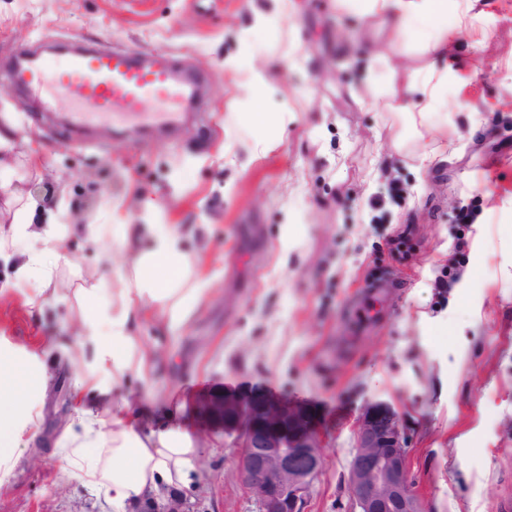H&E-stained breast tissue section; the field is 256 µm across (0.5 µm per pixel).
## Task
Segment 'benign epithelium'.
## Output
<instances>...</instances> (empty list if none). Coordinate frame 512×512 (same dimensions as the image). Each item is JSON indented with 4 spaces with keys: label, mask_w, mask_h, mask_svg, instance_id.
I'll list each match as a JSON object with an SVG mask.
<instances>
[{
    "label": "benign epithelium",
    "mask_w": 512,
    "mask_h": 512,
    "mask_svg": "<svg viewBox=\"0 0 512 512\" xmlns=\"http://www.w3.org/2000/svg\"><path fill=\"white\" fill-rule=\"evenodd\" d=\"M206 421L237 432L238 479L258 512H304L324 463L314 415L286 398L224 392L198 401ZM347 484L353 512H425L409 476L407 434L395 411L369 405L354 426Z\"/></svg>",
    "instance_id": "7a95c632"
}]
</instances>
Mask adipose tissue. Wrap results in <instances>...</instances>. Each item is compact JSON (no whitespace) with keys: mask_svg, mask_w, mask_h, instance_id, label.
Instances as JSON below:
<instances>
[{"mask_svg":"<svg viewBox=\"0 0 512 512\" xmlns=\"http://www.w3.org/2000/svg\"><path fill=\"white\" fill-rule=\"evenodd\" d=\"M365 14L377 30L392 29L394 41L368 55L369 68L383 72L382 93L392 109L402 108L410 91H418L414 121L425 130L440 132L434 153L421 159L429 165L447 158L453 144L447 138V124L433 126V116L447 117L461 111L463 103H448L452 46L448 26L442 20L449 8L465 18L471 0H364ZM418 44L423 63L404 67L400 44ZM407 82H400V71ZM125 234L150 240L148 252L136 255L112 271V311L104 313L98 285L83 289L91 306L81 315L80 348L92 357L74 383L75 398L90 396L108 410L112 394L129 385L131 379L148 381L153 370L151 354L134 336L132 329L139 308L147 303L159 306L170 326H178L190 315L204 292L193 275V263L181 248L177 230L170 224H128ZM47 387L45 373L28 361L0 353V473L9 474L15 463L16 442L23 432H36L41 415L34 411L33 395ZM82 432L65 430L56 448L68 471L103 494L112 512H138L139 508L166 502L173 489L187 484L195 470L198 450L193 439L176 429L145 430L123 417H103L82 411Z\"/></svg>","mask_w":512,"mask_h":512,"instance_id":"obj_1","label":"adipose tissue"}]
</instances>
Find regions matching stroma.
I'll return each instance as SVG.
<instances>
[{
	"label": "stroma",
	"mask_w": 512,
	"mask_h": 512,
	"mask_svg": "<svg viewBox=\"0 0 512 512\" xmlns=\"http://www.w3.org/2000/svg\"><path fill=\"white\" fill-rule=\"evenodd\" d=\"M267 27L272 0H0V61L51 43L94 42L209 75L177 135L130 125L80 129L72 103L28 118L25 88L0 74V125L16 127L19 194L40 199L31 224L64 229L53 277L66 298L43 301L34 279L0 259V350L44 363L34 405L0 481V512H112L71 474L55 443L77 424L73 380L88 354L79 289L111 288L124 224H173L202 256L207 294L169 331L146 307L135 331L157 360L149 382L118 398L134 426L187 432L200 447L190 487L196 512H257L237 478L235 435L195 411L212 393L274 394L310 410L325 445L305 512H351L346 474L353 426L391 406L410 447V476L427 512H499L512 499V0H475L457 39L445 95L451 158L407 111L374 106L382 77L365 58L376 35L361 9L297 0ZM258 82L268 111L288 115L267 150L228 122L248 112ZM100 227L88 246L85 227ZM405 236L410 247L391 251Z\"/></svg>",
	"instance_id": "stroma-1"
}]
</instances>
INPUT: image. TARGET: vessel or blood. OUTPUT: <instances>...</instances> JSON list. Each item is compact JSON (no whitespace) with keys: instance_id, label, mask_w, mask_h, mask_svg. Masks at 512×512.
<instances>
[{"instance_id":"vessel-or-blood-1","label":"vessel or blood","mask_w":512,"mask_h":512,"mask_svg":"<svg viewBox=\"0 0 512 512\" xmlns=\"http://www.w3.org/2000/svg\"><path fill=\"white\" fill-rule=\"evenodd\" d=\"M204 74L176 77L169 64L121 48L33 61L26 90L33 112L50 111L57 95L75 106L68 120L77 127L127 121L146 130H171L200 94Z\"/></svg>"}]
</instances>
